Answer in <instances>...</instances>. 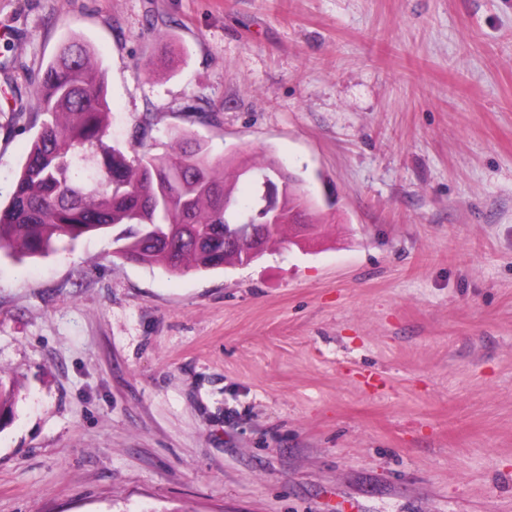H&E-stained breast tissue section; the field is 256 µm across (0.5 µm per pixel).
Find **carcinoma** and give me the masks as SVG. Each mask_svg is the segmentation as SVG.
Here are the masks:
<instances>
[{
    "mask_svg": "<svg viewBox=\"0 0 512 512\" xmlns=\"http://www.w3.org/2000/svg\"><path fill=\"white\" fill-rule=\"evenodd\" d=\"M36 95L39 130L10 199L0 204L1 250L47 255L63 237L121 226L120 256L172 273L242 260L241 252L224 250V230L264 221V181L247 178L249 196L239 198L224 161L213 160L200 141L133 157L109 145L103 72L77 41L50 62ZM246 166L237 163L235 179ZM248 167L269 174L281 209H293L302 194L298 177L288 184L277 179L286 167L274 157ZM226 194L233 201L228 209ZM15 404V384L0 374V428L13 419Z\"/></svg>",
    "mask_w": 512,
    "mask_h": 512,
    "instance_id": "carcinoma-1",
    "label": "carcinoma"
}]
</instances>
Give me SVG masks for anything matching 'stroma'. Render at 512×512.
Here are the masks:
<instances>
[{"label": "stroma", "mask_w": 512, "mask_h": 512, "mask_svg": "<svg viewBox=\"0 0 512 512\" xmlns=\"http://www.w3.org/2000/svg\"><path fill=\"white\" fill-rule=\"evenodd\" d=\"M89 45L108 144L273 155L246 265L0 252V512H512V0H0V201ZM15 404V384L0 374V429L13 419Z\"/></svg>", "instance_id": "35a3bbf8"}]
</instances>
